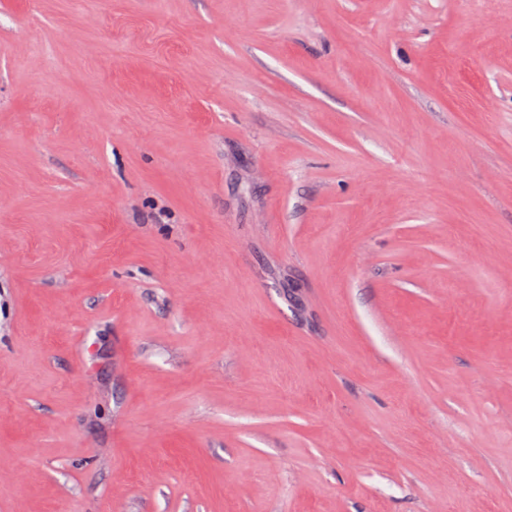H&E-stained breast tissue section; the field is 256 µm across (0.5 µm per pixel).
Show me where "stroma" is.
<instances>
[{
  "label": "stroma",
  "mask_w": 512,
  "mask_h": 512,
  "mask_svg": "<svg viewBox=\"0 0 512 512\" xmlns=\"http://www.w3.org/2000/svg\"><path fill=\"white\" fill-rule=\"evenodd\" d=\"M0 512H512V0H0Z\"/></svg>",
  "instance_id": "35a3bbf8"
}]
</instances>
